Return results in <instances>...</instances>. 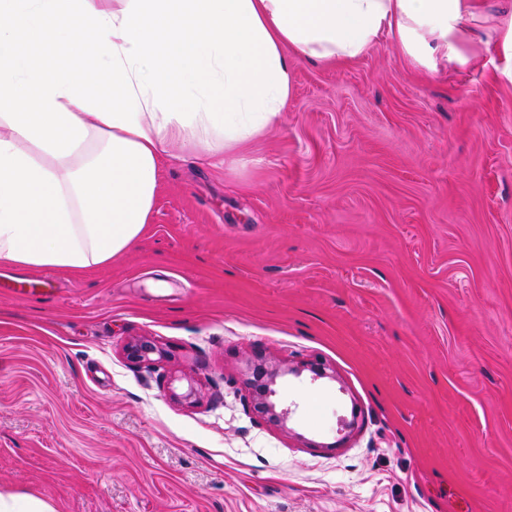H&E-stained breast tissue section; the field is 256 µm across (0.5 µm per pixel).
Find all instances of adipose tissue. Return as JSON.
Here are the masks:
<instances>
[{"instance_id": "ef3b65f1", "label": "adipose tissue", "mask_w": 512, "mask_h": 512, "mask_svg": "<svg viewBox=\"0 0 512 512\" xmlns=\"http://www.w3.org/2000/svg\"><path fill=\"white\" fill-rule=\"evenodd\" d=\"M476 0H0V267L78 273L150 224L173 148L232 158L296 60L466 67Z\"/></svg>"}]
</instances>
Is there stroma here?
Instances as JSON below:
<instances>
[{"instance_id":"obj_1","label":"stroma","mask_w":512,"mask_h":512,"mask_svg":"<svg viewBox=\"0 0 512 512\" xmlns=\"http://www.w3.org/2000/svg\"><path fill=\"white\" fill-rule=\"evenodd\" d=\"M306 61L222 167L163 163L105 266L0 267V493L55 512H512V62ZM146 337L151 363L124 349ZM277 381L286 427L251 407ZM197 401L176 396L188 387ZM359 409L343 437L341 418ZM301 369L297 367H265L262 364L254 366L253 379L251 382L254 387V409L266 421L286 427L288 421L289 411L286 408H279L277 403L273 400L276 395L275 386L277 379L288 374H300Z\"/></svg>"}]
</instances>
